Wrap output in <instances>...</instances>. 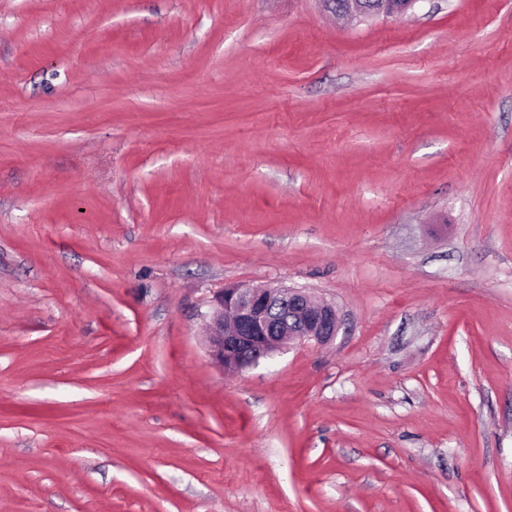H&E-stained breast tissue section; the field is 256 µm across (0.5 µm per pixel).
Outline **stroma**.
Here are the masks:
<instances>
[{
  "label": "stroma",
  "mask_w": 512,
  "mask_h": 512,
  "mask_svg": "<svg viewBox=\"0 0 512 512\" xmlns=\"http://www.w3.org/2000/svg\"><path fill=\"white\" fill-rule=\"evenodd\" d=\"M0 512H512V0H0ZM346 4L337 16L342 19L365 21L376 17H392L412 12L422 0H379V4L372 8L367 6L365 0H346ZM206 324L212 359L239 372L293 343L330 341L338 329L336 308L304 290L282 286L224 288Z\"/></svg>",
  "instance_id": "35a3bbf8"
}]
</instances>
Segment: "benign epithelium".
<instances>
[{
	"label": "benign epithelium",
	"instance_id": "benign-epithelium-1",
	"mask_svg": "<svg viewBox=\"0 0 512 512\" xmlns=\"http://www.w3.org/2000/svg\"><path fill=\"white\" fill-rule=\"evenodd\" d=\"M421 0H380L372 8L364 0H347L338 16L365 21L413 11ZM206 324L212 359L225 370L239 372L293 343L318 344L336 336V308L301 289L282 286L226 288L215 297Z\"/></svg>",
	"mask_w": 512,
	"mask_h": 512
}]
</instances>
